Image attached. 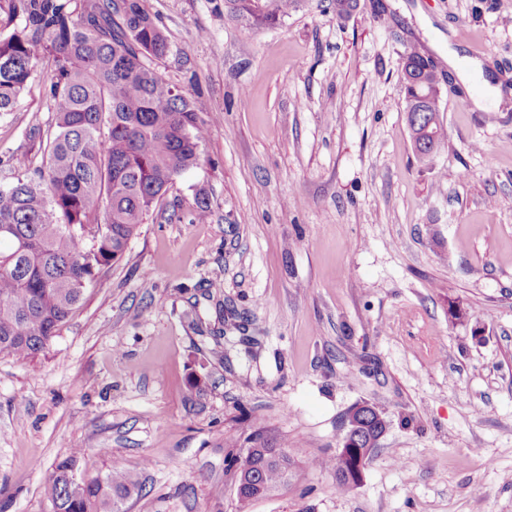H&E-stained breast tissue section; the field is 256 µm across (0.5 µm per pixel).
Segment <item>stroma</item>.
<instances>
[{"mask_svg":"<svg viewBox=\"0 0 512 512\" xmlns=\"http://www.w3.org/2000/svg\"><path fill=\"white\" fill-rule=\"evenodd\" d=\"M382 4L256 27L224 0H145L161 73L208 122L199 162L46 353L0 354V512H51L76 451L85 476L138 474L127 512H512V0ZM413 47L482 61L503 95L443 90L427 162ZM47 71L0 115V187L42 161ZM362 402L388 426L341 492L317 461ZM250 424L295 466L244 511L226 466Z\"/></svg>","mask_w":512,"mask_h":512,"instance_id":"stroma-1","label":"stroma"}]
</instances>
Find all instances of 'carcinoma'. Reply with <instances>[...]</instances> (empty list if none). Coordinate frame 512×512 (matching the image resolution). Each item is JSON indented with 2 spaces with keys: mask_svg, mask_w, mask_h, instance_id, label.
I'll list each match as a JSON object with an SVG mask.
<instances>
[{
  "mask_svg": "<svg viewBox=\"0 0 512 512\" xmlns=\"http://www.w3.org/2000/svg\"><path fill=\"white\" fill-rule=\"evenodd\" d=\"M10 33L0 31V114L13 112L39 64L49 65L45 95L54 126L46 132L42 165L0 187V353L30 360L46 352L80 307L100 271L125 254L144 218L176 178L197 164L207 127L192 98L167 81L157 62L168 40L144 0H5ZM299 0H225L229 16L274 25ZM404 58L422 76L404 85L405 112L420 108L417 127L431 155L441 146L440 72L424 68L418 52ZM386 424L373 420L357 439L366 447ZM245 441L268 490L288 481L294 461L260 430ZM80 453L60 461L46 485L53 512H125L141 482L115 468L106 476L79 474ZM242 455L230 454L226 473L241 508L254 498L242 487ZM347 491L353 456L346 450L318 462Z\"/></svg>",
  "mask_w": 512,
  "mask_h": 512,
  "instance_id": "cac0c4a2",
  "label": "carcinoma"
}]
</instances>
